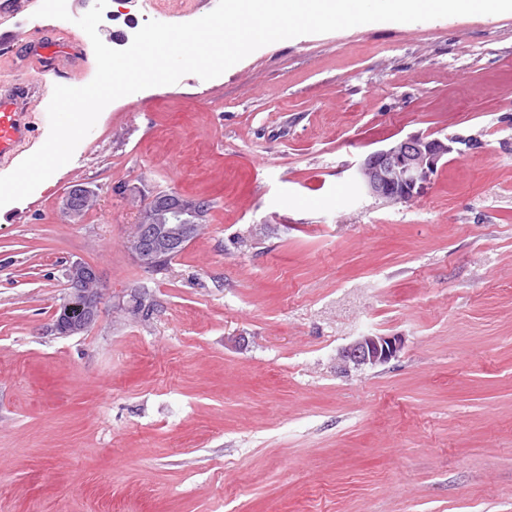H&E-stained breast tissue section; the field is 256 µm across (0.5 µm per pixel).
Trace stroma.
<instances>
[{"label": "stroma", "instance_id": "35a3bbf8", "mask_svg": "<svg viewBox=\"0 0 512 512\" xmlns=\"http://www.w3.org/2000/svg\"><path fill=\"white\" fill-rule=\"evenodd\" d=\"M39 6L0 18L34 147L54 87L96 74L93 0ZM411 134L453 150L411 201L364 193L356 164ZM160 194L207 210L151 271L124 242ZM75 261L105 296L60 337ZM365 333L404 348L340 372ZM0 512H512V12L303 35L121 97L0 207ZM89 196V190L82 186H75L69 190L64 202V209L73 223H80L83 209Z\"/></svg>", "mask_w": 512, "mask_h": 512}]
</instances>
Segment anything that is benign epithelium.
Masks as SVG:
<instances>
[{
	"label": "benign epithelium",
	"mask_w": 512,
	"mask_h": 512,
	"mask_svg": "<svg viewBox=\"0 0 512 512\" xmlns=\"http://www.w3.org/2000/svg\"><path fill=\"white\" fill-rule=\"evenodd\" d=\"M453 147L440 138L408 135L392 145L369 153L356 167L355 179L367 194L387 203L411 200L434 173L438 162ZM89 190H69L64 209L73 223H80ZM204 205L183 201L173 195L154 197L141 210L125 241L128 253L143 267L153 269L175 250L186 248L201 233ZM69 291L58 307L53 330L69 337L87 332L98 320L104 288L96 268L74 262L67 274ZM404 338L397 335L364 334L341 348L337 367H375L398 357Z\"/></svg>",
	"instance_id": "1"
}]
</instances>
